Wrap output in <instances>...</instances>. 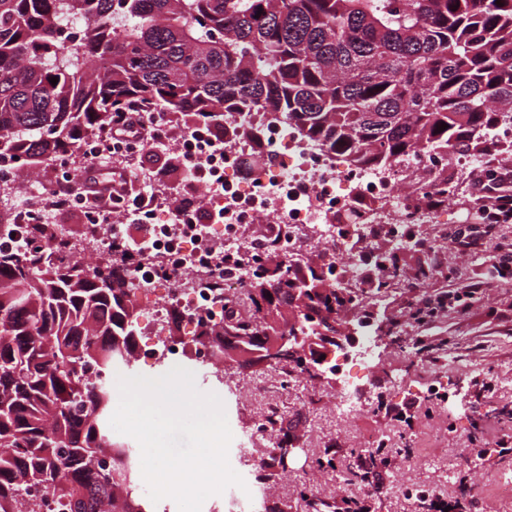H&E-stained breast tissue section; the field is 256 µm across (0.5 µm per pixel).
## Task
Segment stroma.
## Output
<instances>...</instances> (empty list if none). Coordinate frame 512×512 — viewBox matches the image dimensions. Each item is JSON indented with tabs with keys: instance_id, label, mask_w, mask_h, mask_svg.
<instances>
[{
	"instance_id": "stroma-1",
	"label": "stroma",
	"mask_w": 512,
	"mask_h": 512,
	"mask_svg": "<svg viewBox=\"0 0 512 512\" xmlns=\"http://www.w3.org/2000/svg\"><path fill=\"white\" fill-rule=\"evenodd\" d=\"M419 235L423 249L399 253L400 272L380 291L377 343L367 366L353 370L359 406L349 417L332 406L341 380L329 373L284 378L229 349L223 381L196 376L198 389L222 397L232 468L266 475L267 504L276 512H306L311 497L337 510L348 498L370 512H423L422 497L457 498L464 481L478 498L465 512H512V499L496 490L498 482L512 480V454L484 447L512 427V278L503 277L490 247L462 252L453 240L438 239L432 224L421 225ZM471 289L476 295L468 308L452 306L431 322L415 321L423 303ZM478 374L490 377L491 398L469 390ZM431 387L449 393L450 402L430 398ZM410 400L411 419H399ZM271 414L290 448L282 469L268 468L264 454L241 445L244 431ZM381 441L389 450L377 467L383 484L344 481L347 468L361 465L353 449L370 450ZM328 457L335 470L326 474L317 461Z\"/></svg>"
}]
</instances>
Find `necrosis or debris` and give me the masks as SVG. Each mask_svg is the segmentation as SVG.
Returning a JSON list of instances; mask_svg holds the SVG:
<instances>
[{"mask_svg": "<svg viewBox=\"0 0 512 512\" xmlns=\"http://www.w3.org/2000/svg\"><path fill=\"white\" fill-rule=\"evenodd\" d=\"M263 129L262 140L275 163L246 181L236 175L235 162L253 149L250 138H225L220 154L210 147V127L171 143L190 177H220L222 189L207 192L206 200L223 211V223H186L177 201L159 192L144 244L135 243L122 224L98 220L81 225L79 235L86 242L82 261L108 258L118 250L129 256L134 299L150 313L139 328V365L163 361L175 366L183 361L184 346L174 345L165 334L170 304L181 308L189 325L223 323L224 286L246 282L253 272L255 225L272 226L277 254L293 265L301 264L310 245L330 247L324 278L339 291L356 287L353 268L360 260L357 251L339 249L342 238L359 241L380 226L397 251L417 245L422 224L437 225L440 236H447L438 209L428 205L423 194L447 178L449 153L426 148L383 168L361 169L304 140L284 120L265 119ZM348 209L356 210L358 219L344 233L335 216Z\"/></svg>", "mask_w": 512, "mask_h": 512, "instance_id": "4bbe7bcc", "label": "necrosis or debris"}]
</instances>
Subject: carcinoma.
<instances>
[{
  "instance_id": "1",
  "label": "carcinoma",
  "mask_w": 512,
  "mask_h": 512,
  "mask_svg": "<svg viewBox=\"0 0 512 512\" xmlns=\"http://www.w3.org/2000/svg\"><path fill=\"white\" fill-rule=\"evenodd\" d=\"M395 2L0 0V173L76 154L133 99L221 130L226 112L280 113L370 168L512 125V0ZM132 288L111 261L0 249V512H37L40 488L60 512H146L101 383L136 349ZM301 295L338 311L336 289L281 259L243 292L257 314ZM271 329L232 319L196 341L222 354L231 334L286 376L253 357ZM290 331L320 335L304 311Z\"/></svg>"
}]
</instances>
